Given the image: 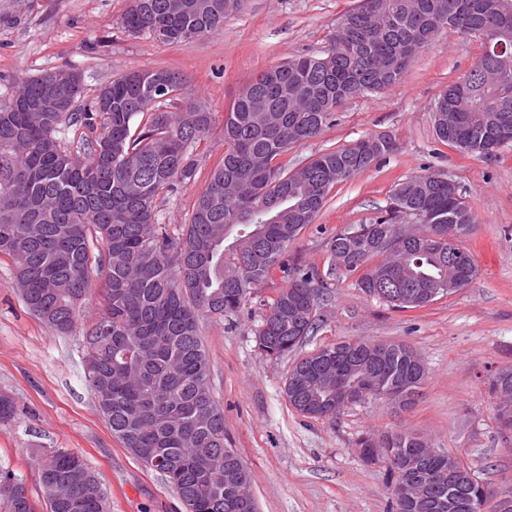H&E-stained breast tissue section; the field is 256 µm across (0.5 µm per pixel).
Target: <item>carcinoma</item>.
Wrapping results in <instances>:
<instances>
[{"label": "carcinoma", "mask_w": 512, "mask_h": 512, "mask_svg": "<svg viewBox=\"0 0 512 512\" xmlns=\"http://www.w3.org/2000/svg\"><path fill=\"white\" fill-rule=\"evenodd\" d=\"M503 0H360L346 12L320 54L292 58L262 72L224 113V156L198 195L180 238L158 222L156 202L195 178L194 152L213 130L214 116L190 97L189 80L164 69L119 75L90 100L71 69L44 71L17 82L0 104V255L9 258L28 310L65 334L93 293L100 313L87 330L85 377L112 435L142 463L161 459V472L187 512H256L239 507L235 474L249 468L224 436V412L208 387L210 359L199 331L204 315L238 314L252 291L275 269L288 286L268 303L257 342L268 357H284L314 331L317 310L336 274H358L357 285L396 309L432 303L468 286L477 274L473 255L448 262V245L429 227L399 219L401 208L457 224L461 239L476 218L458 208L448 175L428 172L396 185L390 203L368 224L328 242L326 274L313 267L290 274L288 246L313 223L334 186L370 169L393 151L386 137L361 141L365 155L346 146L298 169L284 157L331 123L347 100L380 91L378 74L404 78L422 50L419 38L444 31L471 38L488 28L512 34ZM244 0H130L121 27L166 44L192 43L224 28ZM444 26L432 28L433 21ZM490 59L448 84L458 114L453 137L437 139L459 151L483 154L493 125L474 114L487 103L512 124L509 93L484 80ZM80 132L77 142L66 138ZM404 224L407 233L393 235ZM99 288H94V279ZM377 378L391 401L408 407L426 378L421 358L400 343L343 341L299 359L286 396L298 413L328 418L336 410V379ZM491 388L508 397L497 416L512 423V370ZM391 488L424 486L416 500L394 501L393 512H472L483 493L512 499V482L474 484L471 469L452 456L425 452L410 433L383 438ZM46 512H106L104 490L89 493L73 452L57 448L38 461ZM0 512H36L21 479L0 469Z\"/></svg>", "instance_id": "carcinoma-1"}]
</instances>
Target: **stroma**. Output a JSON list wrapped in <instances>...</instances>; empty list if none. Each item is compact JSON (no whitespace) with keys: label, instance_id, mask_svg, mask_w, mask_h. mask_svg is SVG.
<instances>
[{"label":"stroma","instance_id":"35a3bbf8","mask_svg":"<svg viewBox=\"0 0 512 512\" xmlns=\"http://www.w3.org/2000/svg\"><path fill=\"white\" fill-rule=\"evenodd\" d=\"M127 4L17 0L13 21L0 22V101L19 78L60 67L81 73L88 99L123 73L163 68L187 75L217 128L197 150L195 179L158 208L160 223L177 238L224 155L219 126L230 102L261 72L324 51L336 21L357 0H245L222 31L178 45L126 33L120 17ZM479 53L472 38L441 33L412 58L400 83L350 99L320 136L288 153L297 168L360 139L384 135L394 143L376 166L333 188L314 223L289 246L292 263L326 271L331 237L369 223L397 183L429 168L455 180L477 217L463 241L478 266L466 288L399 310L363 294L355 276H341L319 307L314 331L295 356L278 359L258 351L256 332L265 303L287 285L282 272L255 290L239 315L199 322L211 361L209 388L224 412L229 444L252 474L258 512H392L385 464L358 454L359 438L368 435L411 433L468 464L479 481L512 480V427L499 423L490 386L495 374L512 369V143L483 157L444 145L434 131L436 99ZM98 313L93 297L71 331L50 329L29 312L10 261L0 257V394L18 411L16 420L0 423V466L24 480L36 512H45L37 461L55 448L74 452L95 472L107 489L108 512H185L164 476L113 437L85 379V334ZM357 339L400 343L421 357L426 380L416 402L396 409L371 400L327 420L296 412L285 393L296 358Z\"/></svg>","mask_w":512,"mask_h":512}]
</instances>
